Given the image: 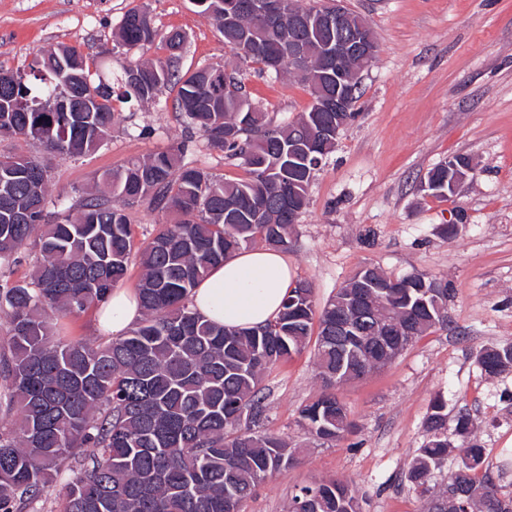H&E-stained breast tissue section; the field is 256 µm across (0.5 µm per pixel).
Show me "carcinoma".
Wrapping results in <instances>:
<instances>
[{
    "label": "carcinoma",
    "mask_w": 512,
    "mask_h": 512,
    "mask_svg": "<svg viewBox=\"0 0 512 512\" xmlns=\"http://www.w3.org/2000/svg\"><path fill=\"white\" fill-rule=\"evenodd\" d=\"M224 2L207 0L200 13L231 53H243V63L275 79L289 65L310 96L335 95L334 86L314 81L285 51L293 32L313 44L330 37L317 17L292 29L298 0H280L266 18L242 8L232 24L224 21ZM114 38L127 52L158 39L168 55L132 60L115 73L93 71L75 48L58 45L36 54L28 74L0 68V135L35 141L51 155L60 146L61 159L79 156L110 136L118 120L112 100L148 105L176 85L175 111L211 147L241 160L248 177L226 180L194 167L182 149L159 152L104 172L100 194L82 199L77 215L67 209L50 222L47 166L0 155V270L20 262L28 242L38 251L30 282L0 284V311L9 319L0 371L5 397L18 411L14 426L0 429V512H21L64 470L71 477L61 512H240L257 487L295 462L283 438L261 429L263 381L305 347L313 320L320 327L319 376L350 368L368 374L387 364L374 345L336 354V312L350 306L352 279L319 311L308 284H297L277 319L252 330H228L190 305L196 284L233 253L292 245L295 212L307 204L308 172L336 147V136L327 133L336 113L304 112L275 125L250 99L241 67L180 74L185 35L159 33L145 9L128 11ZM70 72L85 93L82 112L63 105L73 97L65 82ZM29 74L41 82L38 89L29 86ZM306 140L317 150L307 159L297 150L288 164V149ZM143 201L181 219L161 225L136 248L127 208ZM133 252L142 270L140 320L104 345L52 339L50 316L106 302ZM397 281L404 287L395 292L373 290L371 335L386 328L405 341L408 329L416 339L447 324V281L419 273ZM478 363L486 373L511 371L512 343L481 350ZM300 419L324 442L352 428L334 393L305 404ZM447 425V404L437 396L424 423L427 441L405 473L427 512L439 499L429 481L448 456ZM474 429L472 416L458 413L462 444L449 484L496 496L489 476L479 474L484 449L473 441ZM289 512H358V504L347 482L331 479L300 487Z\"/></svg>",
    "instance_id": "carcinoma-1"
}]
</instances>
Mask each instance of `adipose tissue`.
Returning a JSON list of instances; mask_svg holds the SVG:
<instances>
[{"label":"adipose tissue","instance_id":"ef3b65f1","mask_svg":"<svg viewBox=\"0 0 512 512\" xmlns=\"http://www.w3.org/2000/svg\"><path fill=\"white\" fill-rule=\"evenodd\" d=\"M293 275L279 250L254 248L240 251L215 266L194 289L191 306L206 319L227 329H253L266 325L280 313ZM141 317L138 294L114 289L96 313V326L119 336Z\"/></svg>","mask_w":512,"mask_h":512}]
</instances>
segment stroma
<instances>
[{
  "label": "stroma",
  "instance_id": "35a3bbf8",
  "mask_svg": "<svg viewBox=\"0 0 512 512\" xmlns=\"http://www.w3.org/2000/svg\"><path fill=\"white\" fill-rule=\"evenodd\" d=\"M372 29L378 54L363 74L355 116L316 170L308 204L285 256L296 281L323 307L362 266L401 277L423 273L451 290L448 325L416 339L385 367L335 390L357 430L324 444L302 427L299 410L321 394L313 345L265 376L264 429L281 435L297 464L262 483L241 512H288L299 487L348 480L361 512H424L404 479L427 438L436 395L449 417L466 411L485 450L484 470L512 499V371L491 377L477 357L512 342V0H343ZM147 9L160 32L186 34L182 69L221 66L233 57L212 20L192 0H0V67L24 69L37 50L75 47L90 66L120 69L130 59L166 57L161 43L124 53L112 33L123 15ZM253 101L273 123L296 120L311 103L292 74L270 82L250 73ZM167 89L156 106L115 103L121 120L96 151L60 159L22 138L0 139V153L48 163L49 194L71 205L94 194L98 177L134 158L187 146L192 165L242 179L240 161L191 135ZM471 159L456 194L431 197L427 173L449 157ZM460 221L454 240L439 225ZM95 308L53 319L64 341L111 342Z\"/></svg>",
  "mask_w": 512,
  "mask_h": 512
}]
</instances>
